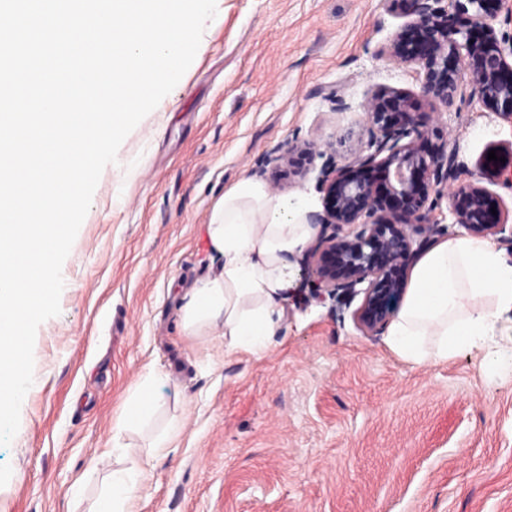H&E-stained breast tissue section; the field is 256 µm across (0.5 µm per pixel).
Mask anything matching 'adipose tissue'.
<instances>
[{
	"label": "adipose tissue",
	"mask_w": 512,
	"mask_h": 512,
	"mask_svg": "<svg viewBox=\"0 0 512 512\" xmlns=\"http://www.w3.org/2000/svg\"><path fill=\"white\" fill-rule=\"evenodd\" d=\"M306 197L277 198L255 181L227 191L206 228L220 271L185 292L182 325L195 336H220L230 350H267L283 317L292 256L313 234ZM512 313V261L490 241L443 240L412 268L406 303L391 323L386 345L416 365L480 348ZM140 474L115 468L106 475L93 512H133Z\"/></svg>",
	"instance_id": "adipose-tissue-1"
}]
</instances>
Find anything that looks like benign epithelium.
<instances>
[{
  "label": "benign epithelium",
  "instance_id": "obj_1",
  "mask_svg": "<svg viewBox=\"0 0 512 512\" xmlns=\"http://www.w3.org/2000/svg\"><path fill=\"white\" fill-rule=\"evenodd\" d=\"M385 2L408 18L385 54L423 72L424 98L442 108L467 98L512 120V62L506 59L512 56V38L499 39L494 26L498 13L512 16V0ZM363 110L365 148L321 167L317 188L323 210L309 215L319 230L304 261L309 277L328 295H363L353 319L363 335L374 336L399 309L408 266L447 230L432 217L442 200H448L454 224L472 235H502L507 220L500 198L483 185L500 181L504 170L489 166L472 179L462 173L456 150H421L442 130L434 119L421 120L410 98L376 93ZM323 155L314 142L290 143L270 160L272 173L286 169L304 176ZM373 168L384 169L390 197L411 202L408 209L391 207L374 186L348 177L353 169Z\"/></svg>",
  "mask_w": 512,
  "mask_h": 512
}]
</instances>
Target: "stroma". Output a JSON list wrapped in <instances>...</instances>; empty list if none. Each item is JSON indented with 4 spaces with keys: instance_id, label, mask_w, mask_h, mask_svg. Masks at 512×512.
<instances>
[{
    "instance_id": "obj_1",
    "label": "stroma",
    "mask_w": 512,
    "mask_h": 512,
    "mask_svg": "<svg viewBox=\"0 0 512 512\" xmlns=\"http://www.w3.org/2000/svg\"><path fill=\"white\" fill-rule=\"evenodd\" d=\"M405 22L384 0H217L63 263L61 313L37 330L33 389L0 446V512H90L121 467L140 473L135 512H512L511 313L489 347L418 366L356 328L360 298L315 295L296 256L263 355L182 326L184 292L221 265L206 226L226 191L270 185L291 142L329 160L363 149L377 91L431 111L419 72L383 54ZM440 122L467 172L512 147V121L478 104ZM151 372V425L116 432ZM171 422L173 448L149 455Z\"/></svg>"
}]
</instances>
